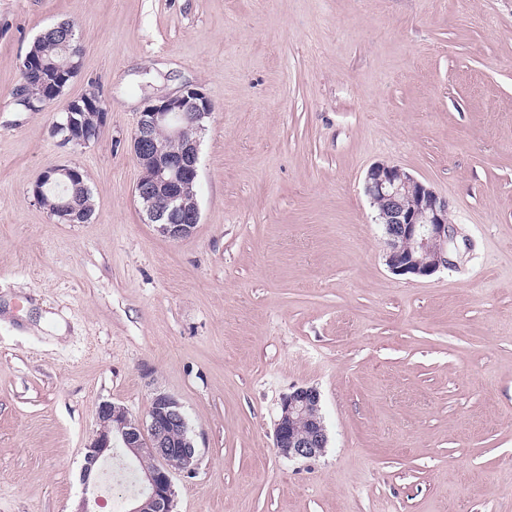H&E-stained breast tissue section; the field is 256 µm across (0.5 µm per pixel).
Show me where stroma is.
I'll list each match as a JSON object with an SVG mask.
<instances>
[{
    "label": "stroma",
    "instance_id": "obj_1",
    "mask_svg": "<svg viewBox=\"0 0 512 512\" xmlns=\"http://www.w3.org/2000/svg\"><path fill=\"white\" fill-rule=\"evenodd\" d=\"M67 21L78 75L38 112L23 60ZM97 86L98 140L52 127ZM201 90L200 222L161 236L135 192L144 102ZM396 165L447 198L457 266L385 262L364 193ZM84 172L60 224L44 167ZM321 395L324 453L274 446ZM174 397L199 461L173 512H512V0H0V512H126L85 490L104 402ZM79 170L74 167H66L65 165H49L44 168L33 183L32 193L34 197L39 200L41 205L49 210L51 215H53L60 224L83 223L92 213L90 191L87 187L86 176L81 170L79 172ZM57 178L62 180L66 178L71 183L67 181V184H50L45 188V192L42 195L44 187ZM78 180H80L79 183L76 185L72 184ZM64 199H72L76 206L77 217L73 218L74 213L66 212L70 209L69 202L62 205L63 210L66 211L62 210L61 204ZM319 410L320 394L313 387H297L283 398L274 430L275 447L282 457L298 460L322 454L327 433Z\"/></svg>",
    "mask_w": 512,
    "mask_h": 512
}]
</instances>
